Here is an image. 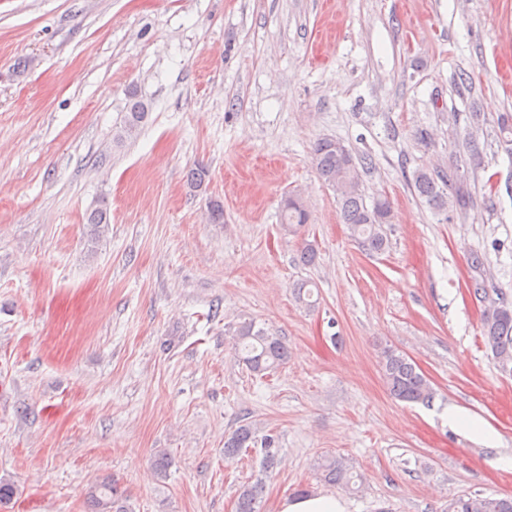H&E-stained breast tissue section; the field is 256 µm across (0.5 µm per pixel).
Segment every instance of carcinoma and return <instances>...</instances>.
<instances>
[{
    "label": "carcinoma",
    "mask_w": 512,
    "mask_h": 512,
    "mask_svg": "<svg viewBox=\"0 0 512 512\" xmlns=\"http://www.w3.org/2000/svg\"><path fill=\"white\" fill-rule=\"evenodd\" d=\"M149 106L136 92L128 95L126 112L114 133L121 145L136 136L148 118ZM314 161L320 180L336 193L342 221L353 236L370 253H381L388 246L384 226L391 223L392 207L386 197L366 203L361 170L371 164L368 156L355 158L339 140L321 138L313 147ZM413 186L419 198L437 215L464 214L470 199L449 191V183L440 176L418 171ZM309 213L301 194L286 196L281 206V224L285 233L297 235L308 223ZM90 237L97 239L108 230L109 216L95 210L87 217ZM484 343L499 360L504 371L512 369V309L491 305L483 310ZM239 361L252 373L263 376L288 361V346L278 336L257 326L253 320L242 322L233 332ZM384 381L390 394L404 402L427 404L434 397L430 379L405 353L386 347L381 352ZM253 452L258 470L239 486L235 512H261L266 482L281 463L279 436L264 432L252 421L242 420L224 436V458L235 459L241 452ZM319 478L328 484L348 486L353 472L341 457L324 456L316 463ZM93 512H132L115 485L101 482L90 488ZM446 512H512V496L479 497L460 495L453 498Z\"/></svg>",
    "instance_id": "1"
}]
</instances>
